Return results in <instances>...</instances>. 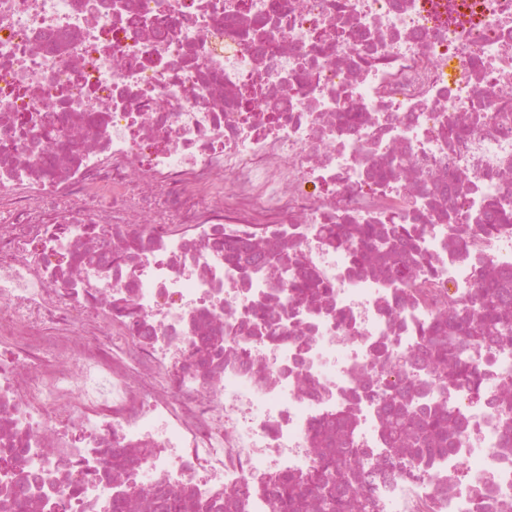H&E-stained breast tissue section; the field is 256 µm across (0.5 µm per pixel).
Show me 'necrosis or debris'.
Segmentation results:
<instances>
[{"instance_id":"1","label":"necrosis or debris","mask_w":512,"mask_h":512,"mask_svg":"<svg viewBox=\"0 0 512 512\" xmlns=\"http://www.w3.org/2000/svg\"><path fill=\"white\" fill-rule=\"evenodd\" d=\"M249 4L0 0V450L39 477L29 512H272L340 414L375 512H512V345L466 349L477 394L379 356L512 273V228L471 229L512 207V0H477L473 28L431 0ZM394 214L425 257L406 288L322 233ZM258 239L262 261H225ZM305 270L326 298L293 292ZM390 386L457 413L458 446L396 471ZM510 221V224H508ZM474 232L478 235H489L496 230H498L499 227L504 225H511V215L509 216L508 213H504L501 211L498 206L494 203L491 204L486 212L481 217V220L478 224H474Z\"/></svg>"}]
</instances>
